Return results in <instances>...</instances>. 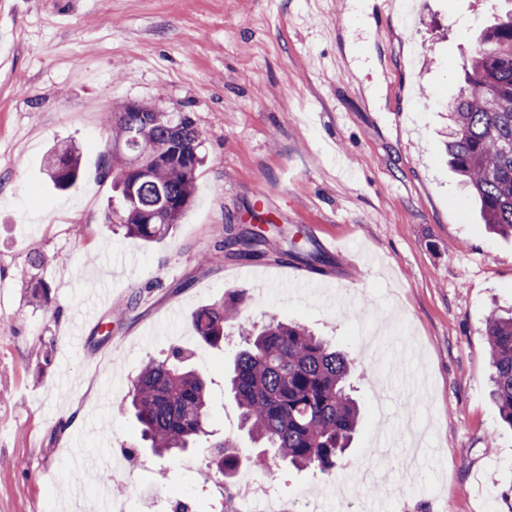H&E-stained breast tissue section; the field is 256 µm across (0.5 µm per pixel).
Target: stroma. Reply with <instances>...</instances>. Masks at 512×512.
Here are the masks:
<instances>
[{"instance_id": "stroma-1", "label": "stroma", "mask_w": 512, "mask_h": 512, "mask_svg": "<svg viewBox=\"0 0 512 512\" xmlns=\"http://www.w3.org/2000/svg\"><path fill=\"white\" fill-rule=\"evenodd\" d=\"M352 2L0 0V512L92 504L62 446L98 454L94 416L133 469L125 512H155L156 491L213 512L236 481L202 479L212 444L259 451L224 375L270 314L349 355L361 406L339 479L255 468L290 507L512 512V427L485 336L490 311L512 314V240L487 231L444 151L478 37L512 0H414L409 24L382 0L353 17ZM130 102L190 115L206 157L190 207L152 243L105 219L102 118ZM60 142L81 154L67 191L45 167ZM230 222L265 236L262 257L218 251ZM278 226L337 248L305 264ZM234 294L224 347L202 344L193 313ZM175 347L208 380L209 427L160 457L126 403L142 365Z\"/></svg>"}]
</instances>
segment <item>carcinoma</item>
Segmentation results:
<instances>
[{"label":"carcinoma","instance_id":"cac0c4a2","mask_svg":"<svg viewBox=\"0 0 512 512\" xmlns=\"http://www.w3.org/2000/svg\"><path fill=\"white\" fill-rule=\"evenodd\" d=\"M467 91L449 104L447 150L451 165L477 196L489 229L512 238V12L483 36L466 74ZM112 143L128 159L148 162L143 174H128L116 155H103V177L112 178L108 219L146 242L168 235L191 203L203 162L199 132L185 113L158 112L126 104L105 116ZM55 188L66 190L81 177L80 153L64 143L47 161ZM262 237L233 232L219 249L259 258ZM241 299L206 305L191 319L199 339L211 348L224 341L226 325L241 312ZM485 335L492 367V397L500 420L512 428V317L487 315ZM233 361L228 387L242 424L265 452L297 470L331 474L345 458L356 430L359 408L350 385L351 363L298 323L271 315ZM130 407L142 438L159 456L180 452L206 434L207 385L185 364L181 349L150 360L130 391ZM213 473L230 477L245 461L272 469L265 457L246 458L229 440L216 444Z\"/></svg>","mask_w":512,"mask_h":512}]
</instances>
